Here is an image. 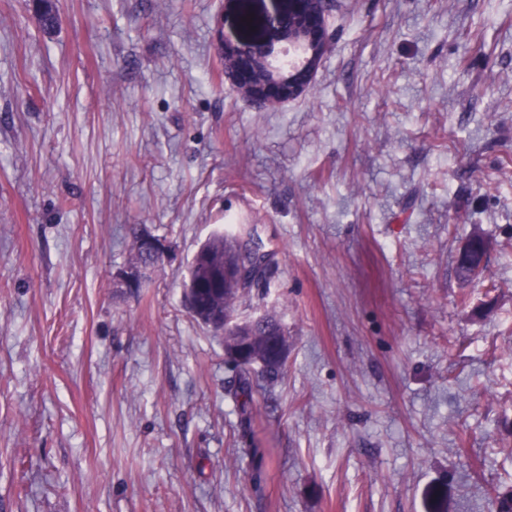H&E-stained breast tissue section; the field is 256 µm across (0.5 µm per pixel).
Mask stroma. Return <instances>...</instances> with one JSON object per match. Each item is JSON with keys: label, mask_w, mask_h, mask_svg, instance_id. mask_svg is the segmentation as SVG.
Wrapping results in <instances>:
<instances>
[{"label": "stroma", "mask_w": 512, "mask_h": 512, "mask_svg": "<svg viewBox=\"0 0 512 512\" xmlns=\"http://www.w3.org/2000/svg\"><path fill=\"white\" fill-rule=\"evenodd\" d=\"M223 0H0V512H498L512 492V0H332L311 90L224 80ZM254 225L238 378L190 263ZM147 232L145 287L118 275ZM479 283L456 272L471 234Z\"/></svg>", "instance_id": "35a3bbf8"}]
</instances>
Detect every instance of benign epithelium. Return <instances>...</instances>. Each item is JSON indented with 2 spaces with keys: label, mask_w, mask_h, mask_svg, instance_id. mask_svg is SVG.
<instances>
[{
  "label": "benign epithelium",
  "mask_w": 512,
  "mask_h": 512,
  "mask_svg": "<svg viewBox=\"0 0 512 512\" xmlns=\"http://www.w3.org/2000/svg\"><path fill=\"white\" fill-rule=\"evenodd\" d=\"M330 0H276L273 11L248 37L221 41L224 77L246 100L273 107L307 93L332 41L327 13ZM141 250L162 258L167 246L153 235L139 236ZM147 279L141 268L128 267L119 281L139 288Z\"/></svg>",
  "instance_id": "7a95c632"
}]
</instances>
